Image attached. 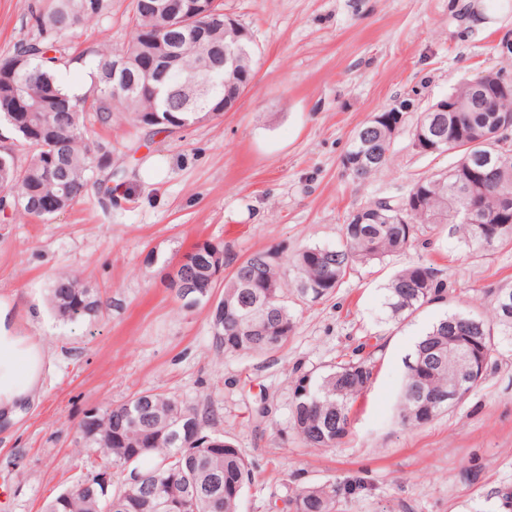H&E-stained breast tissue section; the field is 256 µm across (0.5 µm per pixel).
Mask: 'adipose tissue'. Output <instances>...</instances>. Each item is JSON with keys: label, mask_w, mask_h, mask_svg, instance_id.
I'll use <instances>...</instances> for the list:
<instances>
[{"label": "adipose tissue", "mask_w": 512, "mask_h": 512, "mask_svg": "<svg viewBox=\"0 0 512 512\" xmlns=\"http://www.w3.org/2000/svg\"><path fill=\"white\" fill-rule=\"evenodd\" d=\"M10 308L0 304V416H13L39 390L36 361L38 342L10 335L6 324Z\"/></svg>", "instance_id": "1"}]
</instances>
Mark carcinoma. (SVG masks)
<instances>
[{"mask_svg": "<svg viewBox=\"0 0 512 512\" xmlns=\"http://www.w3.org/2000/svg\"><path fill=\"white\" fill-rule=\"evenodd\" d=\"M159 0H131V27L119 50L103 39L94 51L99 57L92 73L93 85L85 94L69 95L55 73L70 49V36L78 27L108 17L111 0H33L29 5L35 37L20 43L0 59V127L7 128L32 151L20 167L10 153L0 154V192L8 191L6 207L15 214L48 220L54 213L37 207L43 197L60 200L63 211L96 188L102 200H112V187L94 180V143L89 137L94 123L109 124L112 116L127 115L139 128L171 131L193 124L204 116L194 111L198 94L182 79L168 92L156 96L143 87L142 65L166 55L171 42L202 31V40L216 48L251 33L224 18L223 0H213L209 12L193 20L156 8ZM121 52L125 70L135 79L126 91L112 89V57ZM484 94L476 100L465 82L435 106L446 112H429L421 128L435 125V148L418 152L456 150L457 160L448 171L413 181L398 197L371 200L359 207L342 227L336 247L314 245L291 256L258 251L240 262L224 285V326L214 333L216 348L227 353L265 355L280 350L294 334L296 320L285 300L286 272H294L298 295L311 302L336 293L355 264L381 262L399 253L426 232L431 224H450L461 242L472 249H489L512 242V223L502 213H512V131L504 133L500 117L512 113V88L499 89L500 71L482 75ZM23 98L35 106L24 112L14 107ZM408 99L371 116L352 139L344 157L360 159L349 176L358 181L385 168L390 144L402 130ZM480 184H474V171ZM473 207L471 221L457 214ZM448 279L440 270L415 263L398 271L388 285L385 307L390 318L401 321L426 306L444 302ZM49 302L64 320L75 322L98 315L103 301L74 273L57 274L49 288ZM512 345V288L490 295L489 304H474L438 318L416 343L406 362L400 390L399 416L406 426L431 423L451 405L464 400L485 380L494 354ZM368 344L359 343L322 373L295 371L290 423L296 436L310 448L337 447L350 430L354 402L374 377ZM462 391L456 399L430 401L424 394L446 395ZM203 426L201 410L157 389L134 393L120 404L98 409V425L90 436L77 434L96 461L65 491L45 505L44 512H103L102 495L90 476L103 469H119L127 476L110 493L109 512H239L245 488L254 480V469L231 442L219 435L201 434L188 439L182 430L185 418ZM223 447L215 450L209 442ZM151 458L153 463L143 466ZM136 471L154 476L148 495L129 481ZM219 483H214V480ZM362 489L359 479L343 484L304 485L289 495L288 512H336L343 494ZM175 501L174 508L159 504Z\"/></svg>", "mask_w": 512, "mask_h": 512, "instance_id": "obj_1", "label": "carcinoma"}]
</instances>
